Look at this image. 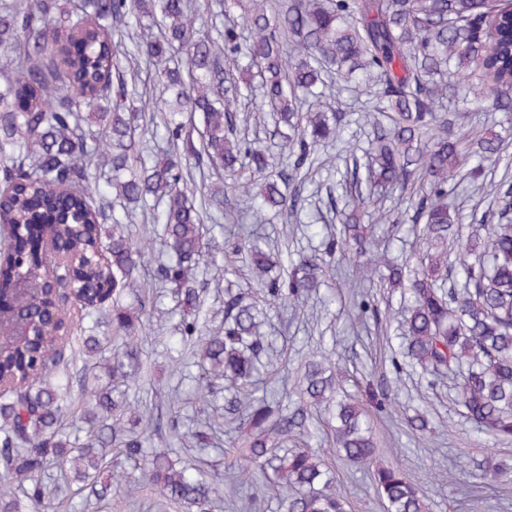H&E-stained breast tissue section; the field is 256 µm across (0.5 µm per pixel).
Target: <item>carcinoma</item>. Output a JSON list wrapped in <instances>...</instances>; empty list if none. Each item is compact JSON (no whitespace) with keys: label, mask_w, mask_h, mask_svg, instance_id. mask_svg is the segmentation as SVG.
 <instances>
[{"label":"carcinoma","mask_w":512,"mask_h":512,"mask_svg":"<svg viewBox=\"0 0 512 512\" xmlns=\"http://www.w3.org/2000/svg\"><path fill=\"white\" fill-rule=\"evenodd\" d=\"M209 20L196 26L201 11ZM242 22L193 0H80L71 10L60 0H0V182L10 204L0 224L24 226L22 247L0 265V376L19 385L0 394V512H39L60 482L79 484L85 504L112 501V488L134 502L151 486L187 512H209L214 489L165 455L146 451L140 412L124 395L82 386L92 412L69 433L62 420L72 389L66 352L40 341L53 315L68 317L69 300L56 305L42 272L47 251L70 242L84 281L81 306L84 350L102 352L103 329L128 341L145 335L159 312L139 295L137 273L150 249L123 227L110 198L140 204L163 225L161 243L170 260L157 261L154 287L173 286L184 315L174 324L177 345H202L195 395L205 399L227 381L237 388V410L254 433L239 456L271 467L285 481V512H347V501L321 454L310 448L282 454L295 430H305L307 409L290 414L256 399L250 386L268 349L257 335L260 311L241 292L224 291L222 328L203 336L201 299L192 269L209 258L202 226L224 214L230 191L256 202V224L298 218L301 171L320 149L340 140L347 113L327 106L348 83L368 97L362 113L373 127L366 153L373 183L409 192L411 221L421 240H449V251L418 255L421 269L385 260L358 223L375 204L360 192L350 197L340 236L323 243L324 256L342 258L355 248L349 287L357 315L381 321L363 291L379 278L409 302L405 355L430 384L457 381L463 417L496 439L512 438V184L486 185L483 162L500 149L499 135L467 127L470 105L512 112V13L496 0H250ZM157 33H152V30ZM119 40H114V37ZM168 94L147 99L140 71ZM260 96L274 128L289 130L285 168L270 172L274 155L258 139L237 135L244 96ZM149 112L151 139L162 158L149 164L148 147L130 113ZM213 166L229 183L196 204L186 175ZM497 200L498 222L484 235L458 239L452 199L462 181ZM256 257L254 278L266 304L299 309L322 285L323 263L299 256L291 271L270 275L257 241L241 239ZM106 250L102 263L85 258ZM129 289L136 311L110 309L95 298ZM310 405L333 401L336 380L319 361L300 373ZM379 411L395 403L388 391L365 389ZM332 447L373 471L383 512H425L424 495L396 467L376 465V441L357 401H336ZM122 449L139 462L141 478L117 470L110 479L103 449Z\"/></svg>","instance_id":"cac0c4a2"}]
</instances>
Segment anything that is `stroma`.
<instances>
[{"mask_svg": "<svg viewBox=\"0 0 512 512\" xmlns=\"http://www.w3.org/2000/svg\"><path fill=\"white\" fill-rule=\"evenodd\" d=\"M359 106L356 93L346 91L340 95L338 107L349 113L352 123L342 143L322 153L321 163L310 169L305 182L301 219L317 224V233L298 228L286 232L277 223L257 225L273 261H280L285 255L321 252L324 238L342 229L345 203L353 187L351 179L367 177V130L359 122ZM385 196L387 207L392 213L402 214L403 219L397 224H374L375 239L389 259L402 262L415 251L416 227L406 218L409 203L405 195L390 189ZM454 203L464 232L489 222L491 198L474 192L469 184L459 186ZM241 230V225L229 216L204 225L205 238H216L228 249L227 254L217 255L215 261L203 268L202 315L214 328L224 317L225 287H233L254 300L260 297L251 273L250 256L231 250L235 235ZM226 266L233 268V275H223ZM353 266L350 259L329 264L325 285L310 296L300 314L269 311L257 329L270 343L262 356L265 367L256 385L257 396L281 401L288 409H295L293 377L309 354L327 355L348 393L360 394L369 382L389 387L395 393L397 405L392 414L372 418L379 461L400 467L421 486L427 512H512V481L491 478L479 468L490 452L512 465V440H494L475 430L461 416L454 381L444 379L433 385L420 372L395 371L391 357L403 348L407 316L401 293L380 283L372 288L380 311L388 320L387 328L377 327L370 319H352L347 292ZM133 348L141 374L137 382L125 388L128 401L149 407L164 419L177 421L184 431L197 421L223 412L228 392H220L206 403L193 395L192 378L198 372V353L186 356L187 366L179 373L171 353L157 337H141L134 341ZM419 411L425 412L429 420V428L424 432L409 426L410 419ZM236 435V430H225L202 451L170 435H157L150 448L169 452L182 465L199 469L207 480L219 483L225 476H233L241 493L263 487L267 512H279L281 480L237 459L232 451ZM332 464L347 495L349 512H381L370 470L340 458L333 459Z\"/></svg>", "mask_w": 512, "mask_h": 512, "instance_id": "1", "label": "stroma"}]
</instances>
